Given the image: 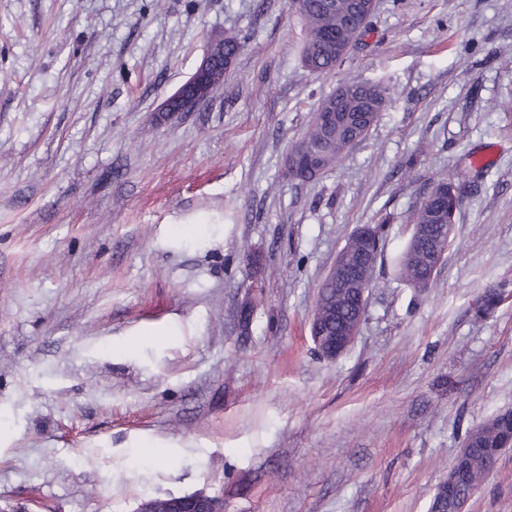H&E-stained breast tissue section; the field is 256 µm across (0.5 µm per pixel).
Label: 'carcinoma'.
Here are the masks:
<instances>
[{"mask_svg":"<svg viewBox=\"0 0 512 512\" xmlns=\"http://www.w3.org/2000/svg\"><path fill=\"white\" fill-rule=\"evenodd\" d=\"M357 5L355 0H336V7L322 6V0H305L298 15L304 21L307 38L302 47L301 61L314 74H324L336 69V58L322 41L328 31L336 33V39L345 46H353L357 34L347 24V14ZM350 90L338 103V112L343 120L334 130H326L312 119L304 136V155L309 163L299 167L294 179L310 181L335 165L355 139L363 140L378 119V113L385 108L388 88L380 83H368L355 77L345 79ZM362 229L368 233L365 239L351 235L357 250H363L372 262L380 255L383 225L365 224ZM419 245L408 242L397 260L399 277L408 286L424 289L431 285L433 277L430 268L420 257ZM323 296L336 307V319L327 326L330 336L338 334L341 322L351 312L349 298L339 291V284L323 280L319 286ZM512 440V411L497 415L489 423L469 431L464 445L457 455L464 465L459 487L448 491L444 500V512H463L464 506L472 497V491L488 474L486 460L501 453Z\"/></svg>","mask_w":512,"mask_h":512,"instance_id":"carcinoma-1","label":"carcinoma"}]
</instances>
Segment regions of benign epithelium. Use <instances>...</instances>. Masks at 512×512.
Wrapping results in <instances>:
<instances>
[{
	"instance_id": "benign-epithelium-1",
	"label": "benign epithelium",
	"mask_w": 512,
	"mask_h": 512,
	"mask_svg": "<svg viewBox=\"0 0 512 512\" xmlns=\"http://www.w3.org/2000/svg\"><path fill=\"white\" fill-rule=\"evenodd\" d=\"M376 4L377 0H364L358 6L356 14L350 17L349 25L363 29L371 19ZM233 62L234 57L224 55V38H212L195 72L161 104L160 111L172 115L198 111L210 100L213 92L223 85L224 72ZM413 234L417 242L431 245L432 265L439 266L436 225L415 224ZM336 263L341 266V283L355 296V314L344 323L342 335L325 336L322 327L332 319L333 311L321 301L316 303L311 321V336L319 355L330 360L336 359L354 343L366 316V294L372 283L371 266L364 264L359 254H339ZM138 512H224V498L202 492L178 497L148 498L141 502Z\"/></svg>"
}]
</instances>
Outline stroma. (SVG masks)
Returning a JSON list of instances; mask_svg holds the SVG:
<instances>
[{
	"label": "stroma",
	"instance_id": "35a3bbf8",
	"mask_svg": "<svg viewBox=\"0 0 512 512\" xmlns=\"http://www.w3.org/2000/svg\"><path fill=\"white\" fill-rule=\"evenodd\" d=\"M215 33L243 44L223 85L163 117ZM305 36L288 0H0V512L200 491L224 512H428L467 432L512 409V0H377L320 76ZM349 76L386 108L289 181ZM441 181L455 235L418 292L395 260ZM365 224L384 227L367 314L327 361L309 320ZM465 512H512V448Z\"/></svg>",
	"mask_w": 512,
	"mask_h": 512
}]
</instances>
